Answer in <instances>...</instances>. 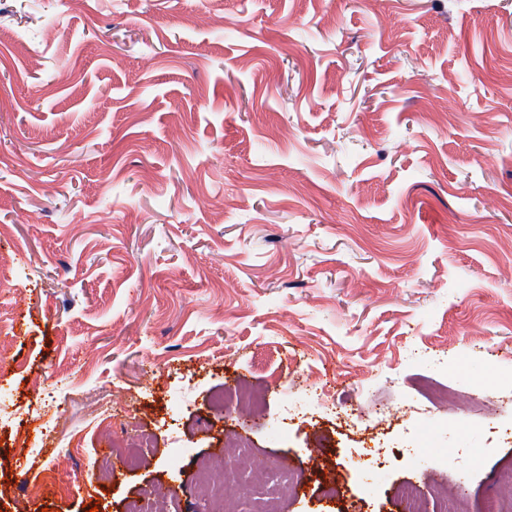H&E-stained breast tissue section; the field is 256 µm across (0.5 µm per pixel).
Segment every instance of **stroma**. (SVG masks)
I'll return each mask as SVG.
<instances>
[{"instance_id": "stroma-1", "label": "stroma", "mask_w": 512, "mask_h": 512, "mask_svg": "<svg viewBox=\"0 0 512 512\" xmlns=\"http://www.w3.org/2000/svg\"><path fill=\"white\" fill-rule=\"evenodd\" d=\"M0 254V512H211L198 468L240 432L229 478L294 471L286 512H401L408 485L487 512L512 462V0H0ZM239 384L265 395L246 431L212 405Z\"/></svg>"}]
</instances>
